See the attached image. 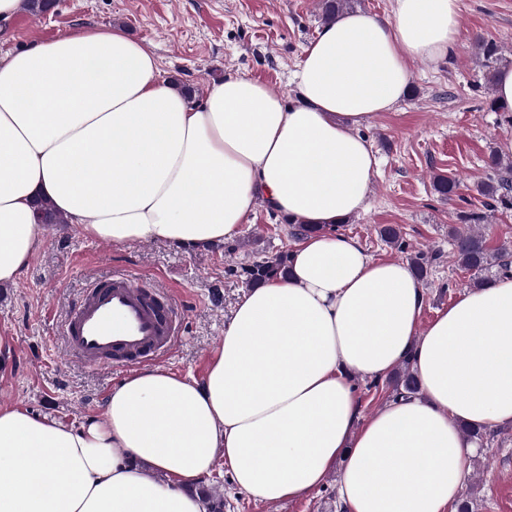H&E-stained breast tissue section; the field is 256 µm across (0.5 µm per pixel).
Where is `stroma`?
Returning <instances> with one entry per match:
<instances>
[{"label": "stroma", "instance_id": "stroma-1", "mask_svg": "<svg viewBox=\"0 0 512 512\" xmlns=\"http://www.w3.org/2000/svg\"><path fill=\"white\" fill-rule=\"evenodd\" d=\"M115 26L149 46L163 78L189 86L195 99L225 75L237 74L289 101L292 74L323 24L318 0H56L49 13H19L0 36V56L35 41ZM460 28L448 58L434 65L411 63L406 99L361 127L379 167L366 210L339 229L375 259L405 261L418 247L427 253L425 325L473 286L472 274L453 257L448 231L458 211L481 205L476 187L489 177L485 160L500 140L512 138V113L492 108L476 49L479 38L495 40L503 63L512 64V0H460ZM438 175L459 178L453 201L434 192ZM386 225L399 229L403 247L381 239ZM294 243L284 218L260 201L239 238L192 248L116 245L85 237L69 224L47 225L43 246L19 280L0 287V405L75 425L102 415L108 393L127 370L70 359L59 332L90 280L115 271L183 299L182 334L173 352L155 363L203 377L247 288L244 267L289 252ZM467 465L463 487L472 494L474 512H512V424L497 427ZM203 487L223 498L224 512L339 509L333 474L299 499L265 504L239 491L219 459Z\"/></svg>", "mask_w": 512, "mask_h": 512}]
</instances>
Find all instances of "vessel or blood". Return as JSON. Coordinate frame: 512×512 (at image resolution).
<instances>
[{
  "label": "vessel or blood",
  "mask_w": 512,
  "mask_h": 512,
  "mask_svg": "<svg viewBox=\"0 0 512 512\" xmlns=\"http://www.w3.org/2000/svg\"><path fill=\"white\" fill-rule=\"evenodd\" d=\"M181 314L180 304L165 289L115 272L83 291L62 334L69 356L84 365L131 368L171 351Z\"/></svg>",
  "instance_id": "obj_1"
}]
</instances>
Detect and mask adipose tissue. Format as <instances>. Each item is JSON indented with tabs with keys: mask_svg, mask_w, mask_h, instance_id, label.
I'll return each instance as SVG.
<instances>
[{
	"mask_svg": "<svg viewBox=\"0 0 512 512\" xmlns=\"http://www.w3.org/2000/svg\"><path fill=\"white\" fill-rule=\"evenodd\" d=\"M459 2L339 14L306 48L291 104L232 74L189 103L118 28L0 57V284L43 244L41 200L115 244L221 243L259 198L312 228L286 274L244 293L203 379L138 370L77 426L0 406V512H208L196 486L219 456L263 503L334 470L346 512L458 501L462 426L512 423V275L424 327L409 264L373 259L334 226L366 209L377 172L359 126L403 102L411 62L449 55ZM406 361L420 395L360 418L356 379Z\"/></svg>",
	"mask_w": 512,
	"mask_h": 512,
	"instance_id": "adipose-tissue-1",
	"label": "adipose tissue"
}]
</instances>
